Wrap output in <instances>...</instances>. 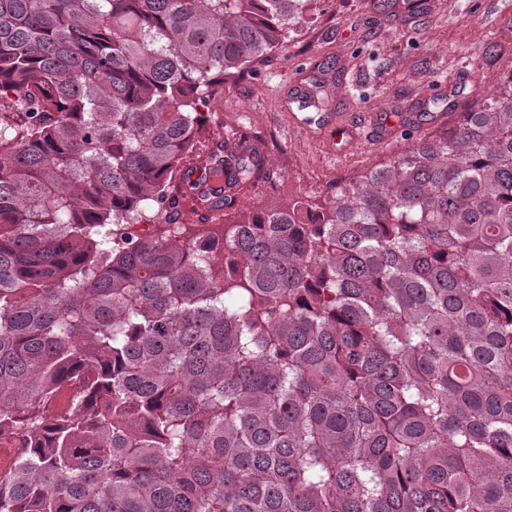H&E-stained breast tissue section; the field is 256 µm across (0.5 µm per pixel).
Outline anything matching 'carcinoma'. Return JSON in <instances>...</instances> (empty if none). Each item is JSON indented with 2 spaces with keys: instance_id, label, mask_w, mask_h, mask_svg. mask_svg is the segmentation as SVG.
Here are the masks:
<instances>
[{
  "instance_id": "cac0c4a2",
  "label": "carcinoma",
  "mask_w": 512,
  "mask_h": 512,
  "mask_svg": "<svg viewBox=\"0 0 512 512\" xmlns=\"http://www.w3.org/2000/svg\"><path fill=\"white\" fill-rule=\"evenodd\" d=\"M312 2L0 0V512H512V71L323 203L193 164Z\"/></svg>"
}]
</instances>
